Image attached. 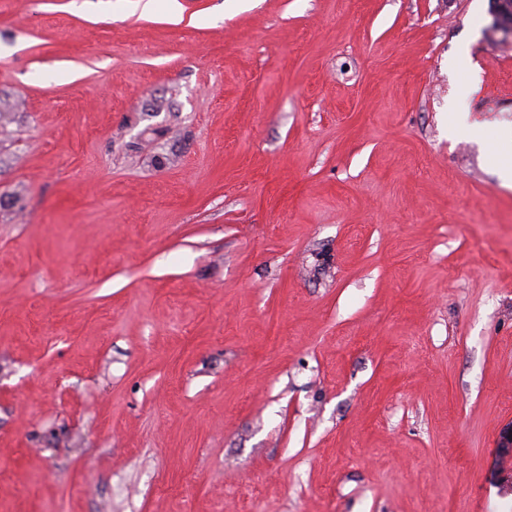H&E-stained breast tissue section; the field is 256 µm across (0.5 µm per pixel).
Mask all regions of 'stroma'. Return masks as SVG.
<instances>
[{
	"instance_id": "35a3bbf8",
	"label": "stroma",
	"mask_w": 512,
	"mask_h": 512,
	"mask_svg": "<svg viewBox=\"0 0 512 512\" xmlns=\"http://www.w3.org/2000/svg\"><path fill=\"white\" fill-rule=\"evenodd\" d=\"M0 0V512H512V36L489 0Z\"/></svg>"
}]
</instances>
